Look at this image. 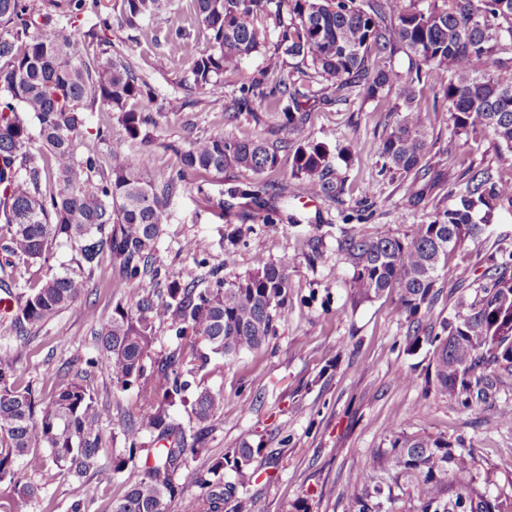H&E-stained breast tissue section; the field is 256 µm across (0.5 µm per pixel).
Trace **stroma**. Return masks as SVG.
Returning a JSON list of instances; mask_svg holds the SVG:
<instances>
[{
  "instance_id": "35a3bbf8",
  "label": "stroma",
  "mask_w": 512,
  "mask_h": 512,
  "mask_svg": "<svg viewBox=\"0 0 512 512\" xmlns=\"http://www.w3.org/2000/svg\"><path fill=\"white\" fill-rule=\"evenodd\" d=\"M191 7L190 0H172L166 12L139 29L112 23L113 44L128 50L138 74L154 91L152 99L140 103L156 121L150 141L130 138L118 113L100 107L86 113L87 148L105 157L116 148L128 154L150 153V176L159 184L178 167L179 149L196 137L221 134L270 143L286 137L273 131L267 107L234 118L225 110L229 98L265 69L261 53L225 71L222 96L201 95L195 105H186L185 82L191 77L193 57L172 52L165 34L169 27L185 25L197 47H205L208 33L192 23ZM161 55L171 58L163 70L155 67ZM388 103L384 96L313 104L306 132L333 152L336 189L315 203L305 202L304 185L291 174L293 151L282 149L272 179L288 187L287 198L275 202L283 219L256 222L245 230L234 264L226 262L224 237L236 228V218H216L186 186L172 198L171 218L157 251L166 271L203 287L212 275L242 274L261 260H284L289 266L288 302L278 313L274 336L258 351L212 359L205 371L190 377L192 383L224 396L223 413L206 422L203 444L189 458L192 468L207 471L227 449L247 441L264 442L265 453L251 464L253 481L239 489L250 512H288L300 498L307 499L311 512H345L352 474L375 449L384 447L394 424L410 433L461 439L480 471L499 485H512V421L499 415L501 407L512 406V377L501 376L477 414L465 409L461 398L437 391L427 381L432 346L406 351L408 324L392 315L390 301L352 305V269L338 247L349 234L401 236L429 223L448 204L449 181L467 167L489 166L512 180V153L489 135L450 134L447 101L422 100V122L433 147L424 159L422 193L412 199L408 178L381 174L375 153L376 142L396 121ZM99 129L105 139L96 138ZM190 238L200 242L199 252L185 250ZM500 263L512 264L509 204L498 207L486 231L469 242L463 259L442 272L441 292L422 315L423 327L439 326L454 313L459 295H474ZM111 280L116 288H108ZM164 287L161 276L122 281L118 266L104 262L87 294L32 330L17 365L18 377L42 398H50L59 373L86 367L87 359L97 356L93 332L111 319L116 304L135 306L141 296ZM332 358L336 367L326 369ZM86 383L109 408L103 421L106 437L113 448H122V427L139 410L135 392L116 389L103 367L92 369ZM136 475L133 468L114 472L108 453L97 471L80 479L53 468L41 473L24 470L22 480L40 484L42 496L39 502L19 504L18 512H69L76 501L83 503L85 512H111L113 500Z\"/></svg>"
}]
</instances>
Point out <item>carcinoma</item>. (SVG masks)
Masks as SVG:
<instances>
[{"instance_id":"obj_1","label":"carcinoma","mask_w":512,"mask_h":512,"mask_svg":"<svg viewBox=\"0 0 512 512\" xmlns=\"http://www.w3.org/2000/svg\"><path fill=\"white\" fill-rule=\"evenodd\" d=\"M120 20L137 28L166 11L170 0H119ZM427 6L395 13L392 0H193L198 23L210 31L208 46L198 50L180 26L167 40L192 52L190 91L213 95L224 72L255 53L268 57L267 74L239 89L233 111L267 102L277 129L300 136L308 112L300 102L310 84L278 75L288 60L313 68L334 89L325 103L352 96L375 98L397 83L400 101L390 111L395 126L380 140L376 154L381 171L419 176L430 149L417 112L419 97L443 72V96L454 132L488 133L512 153V81L501 82L492 58L505 38L512 42V0H425ZM101 0H0V219L9 227L0 242V272L38 263L48 274L38 284L15 291L11 322L19 342L11 357H0V512H17L20 502L39 500L40 485L18 476L17 465L38 473L53 466L63 476L83 477L96 469L106 451L103 421L108 409L84 384L86 371L58 385L49 400L19 382L17 364L25 354L28 332L53 320L89 291L104 258L119 265L127 279L148 272L157 252L169 205L177 187L198 178L193 189L209 199L206 175L231 168L258 175L279 165V147L261 140H231L222 134L201 136L180 150V167L162 185L149 176V154L112 151L105 165L93 150H81L84 110L96 106L120 113L128 135L149 141L151 113L134 103L152 96L150 85L128 57L99 35L112 27L100 12ZM92 13L97 22L87 31L77 25ZM260 14L272 20L275 40ZM408 56L407 75L391 67L372 68L376 55ZM50 156V165L35 163V152ZM329 148L305 141L293 156L292 176L309 192H331ZM449 191L451 203L428 224L399 237L389 234L345 236L339 248L352 268L354 303L392 298L391 313L410 324L438 294L441 273L491 222L503 203L512 205V181L491 167H468ZM224 193L245 200L236 213L241 223L274 224L281 218L272 195L286 196L270 182H231ZM69 245L75 267L54 269V249ZM153 269V268H151ZM158 272V269H153ZM288 264L260 262L243 275H212L209 285L171 278L163 306L179 338H194L203 348L186 357L169 352L146 366L154 344V299L141 298L135 308L116 305L110 321L94 332L99 355L89 368L106 365L118 388H133L140 400L136 420L123 428L124 446L112 454L122 471L142 464L138 478L113 502L112 512H168V501L186 485L204 493L196 512H249L238 497L239 486L253 477L250 465L262 444L232 448L203 473L190 467L204 428L185 429L170 421L183 407L202 424L224 410V396L207 388L188 394L187 364L202 371L211 356L255 351L275 333L277 312L288 300ZM434 346V382L442 393L463 397L472 411L487 399L488 376L512 374V268L500 266L469 299L457 303L440 332L421 337L414 330L407 351L422 342ZM151 437L145 438L144 432ZM230 469L236 481L220 471ZM346 512H392L397 492L408 494V512H512V491L478 472L461 440L409 434L391 428L387 446L377 448L353 477Z\"/></svg>"}]
</instances>
